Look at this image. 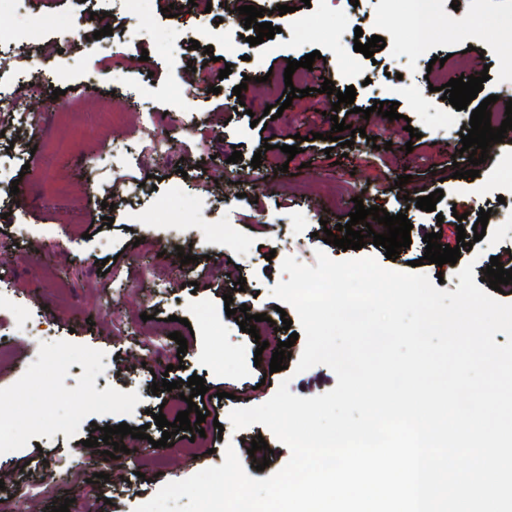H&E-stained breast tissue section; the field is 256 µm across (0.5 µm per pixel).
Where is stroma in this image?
Wrapping results in <instances>:
<instances>
[{
  "instance_id": "35a3bbf8",
  "label": "stroma",
  "mask_w": 512,
  "mask_h": 512,
  "mask_svg": "<svg viewBox=\"0 0 512 512\" xmlns=\"http://www.w3.org/2000/svg\"><path fill=\"white\" fill-rule=\"evenodd\" d=\"M435 0L429 14H415L411 0H269L268 20L279 26L274 38L258 45L244 42L245 18L214 0L211 10H193L173 18L161 10L168 0H0V95L23 108L0 119V277L10 297L0 302V411L19 428L12 447L0 452V507L18 497L25 512H44L50 499L80 498L90 474L118 472L107 487L108 512H134L165 483L180 481L222 465L226 447H234L252 478H268L289 460L290 451L261 424L233 429L234 408L266 402L281 381L291 393L312 397L333 389L334 372L325 365L296 372L304 343L291 347L287 367L271 372L274 346L300 332L295 310L280 314L271 294L281 280L287 257L285 240L297 243L305 264L315 265L316 250L343 260L371 256L386 268L407 271L423 256L425 234L438 232L455 244L458 227H470L482 209L490 210L485 236L461 252L458 264H421L428 277L442 276L439 288L455 291L461 265L474 263L481 289L489 284L482 270L491 257L512 268V130L494 144L480 175L455 178L469 169L461 154L460 132L471 113L456 110L439 90L444 69L434 57L468 54L476 70H487L483 95L496 96V109L512 99V0ZM295 9V22L276 14L277 5ZM112 35H102L104 25ZM427 28L428 41L413 47L408 31ZM378 35L386 45L373 58L354 49V36ZM199 49H190V41ZM211 47L207 61L202 47ZM320 51L312 65V92L287 99L288 60ZM228 78H220L224 65ZM255 80L253 92L238 101L235 86ZM267 84H260V77ZM332 80L336 91L320 88ZM94 83L95 96L128 109L109 135L86 132L92 99L72 97L73 88ZM356 89L353 104H341L354 138L348 149L328 148L320 133L336 94ZM62 96H53V88ZM287 102L280 118L251 126L266 106ZM397 103L399 117L388 123L390 149H374L378 115L363 118L374 102ZM167 112L184 124L173 150L179 166L152 160L150 114ZM364 136L352 137V129ZM420 139H411V131ZM302 151L280 154L289 170L275 177L251 168L264 144L293 145ZM412 152H404L405 143ZM241 151L245 197L222 182L212 159ZM409 183L393 188L399 170ZM157 186L146 185L147 175ZM138 189L128 193V182ZM18 194H11V186ZM444 196L435 211L407 207L410 198L435 190ZM390 214L406 212L412 244L399 258L366 243L342 250L324 243L323 229H335L354 209V198ZM151 239L159 256L141 261L136 240ZM195 255L182 276L169 274L177 248ZM106 274H99V266ZM245 278L244 291L233 282ZM234 305L266 314L268 349L239 327L246 313L227 315L224 294ZM290 330H276L281 317ZM187 340L184 366L165 371L143 368L146 347L176 351L172 332ZM172 380L203 377L205 445L182 452L181 435L169 447L150 448L162 432L153 412L168 401L167 391L152 392L154 376ZM127 423L147 426L149 436L129 442L121 464L88 454L83 440L93 426ZM264 438L268 451L248 454L249 441ZM269 458L264 470L252 462Z\"/></svg>"
}]
</instances>
